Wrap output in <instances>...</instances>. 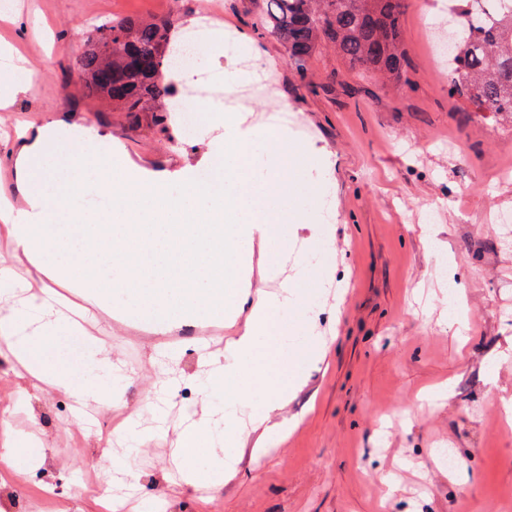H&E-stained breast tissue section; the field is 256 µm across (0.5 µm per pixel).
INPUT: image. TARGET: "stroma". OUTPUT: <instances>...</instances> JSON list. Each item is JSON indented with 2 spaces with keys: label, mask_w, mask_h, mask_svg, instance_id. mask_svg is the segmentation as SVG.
I'll use <instances>...</instances> for the list:
<instances>
[{
  "label": "stroma",
  "mask_w": 512,
  "mask_h": 512,
  "mask_svg": "<svg viewBox=\"0 0 512 512\" xmlns=\"http://www.w3.org/2000/svg\"><path fill=\"white\" fill-rule=\"evenodd\" d=\"M20 16L40 12L51 38L0 21L10 43L36 74L34 97L0 113V168L13 165L17 132L52 118L60 132L112 146L114 168L143 177L190 169L206 179L214 122L185 132L172 112L107 111L77 83L85 21L171 18L193 23L202 0H13ZM235 44L203 56L201 71L250 60L253 80L274 77L252 112L287 109L290 143L324 178L303 188L297 208L306 224H328L336 247V279L315 295L325 312L315 326L327 348L308 364L288 395L292 426L256 457L254 439L239 453L235 477L212 487L185 484L166 443L155 441L131 461L143 497L167 512H512V428L495 401L512 394V238L494 217L512 213V129L464 111L449 97L448 77L428 29L448 20L442 0H409L404 16L413 87L397 90L349 71L335 53L318 49L298 76L277 42L257 23L261 0H216ZM464 297L465 325L449 323L448 288ZM112 357L132 369L124 409L155 427L142 404L165 377L179 379L162 396L170 423L199 414L198 352L154 361L156 347L111 336ZM450 382L452 395L432 388ZM33 419L51 453L37 468L10 476L12 512H104L123 507L112 461L128 441L102 445L85 415L62 392H36ZM450 449L456 474L434 455ZM53 499H43L47 486Z\"/></svg>",
  "instance_id": "stroma-1"
}]
</instances>
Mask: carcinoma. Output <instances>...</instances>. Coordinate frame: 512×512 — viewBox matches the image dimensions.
Instances as JSON below:
<instances>
[{
	"label": "carcinoma",
	"mask_w": 512,
	"mask_h": 512,
	"mask_svg": "<svg viewBox=\"0 0 512 512\" xmlns=\"http://www.w3.org/2000/svg\"><path fill=\"white\" fill-rule=\"evenodd\" d=\"M458 0V34L449 44V95L472 112L497 116L512 127V0L483 24L468 20L470 3ZM407 0H264L259 23L299 73L322 45L351 71L395 86L412 83L403 17ZM172 20H104L84 44L79 73L84 92L114 112H171L174 85L164 78ZM112 67V87L96 73Z\"/></svg>",
	"instance_id": "1"
}]
</instances>
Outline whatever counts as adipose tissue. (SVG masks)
Listing matches in <instances>:
<instances>
[{
    "mask_svg": "<svg viewBox=\"0 0 512 512\" xmlns=\"http://www.w3.org/2000/svg\"><path fill=\"white\" fill-rule=\"evenodd\" d=\"M245 113L225 121L224 147L211 154L206 181L173 192L167 181H146L123 171L88 168L96 153L91 141L54 140L53 120L27 133L14 159L22 205L0 201V228L14 244L18 262L28 263L51 280L42 292L29 278L0 267V354L21 363V390H58L74 407L103 409L124 403V376L111 352L68 320L58 308L56 286L82 288L109 307L125 301L128 309L161 323L224 313L244 317L237 338L226 345L227 358L203 359L208 411L173 430L182 457L191 458L184 479L198 482L199 463L211 478H233L240 441V414L259 390L261 407L251 423L276 420L288 390L298 383L303 363L320 358L312 334L318 316L303 302V289L331 281L335 267L296 260L289 228L292 185L287 134H263L247 126ZM94 181L111 198L109 210L88 215L81 188ZM276 249L277 266H293L294 276L279 292L253 295L250 275L253 246ZM81 337L84 373H76L60 353L61 333Z\"/></svg>",
    "mask_w": 512,
    "mask_h": 512,
    "instance_id": "1",
    "label": "adipose tissue"
}]
</instances>
